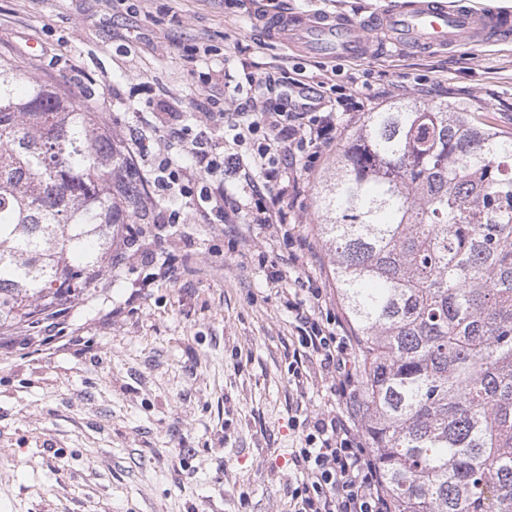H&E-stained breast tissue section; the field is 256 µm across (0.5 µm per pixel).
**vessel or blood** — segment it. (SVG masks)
Returning <instances> with one entry per match:
<instances>
[{
  "label": "vessel or blood",
  "mask_w": 512,
  "mask_h": 512,
  "mask_svg": "<svg viewBox=\"0 0 512 512\" xmlns=\"http://www.w3.org/2000/svg\"><path fill=\"white\" fill-rule=\"evenodd\" d=\"M262 24L272 40L338 59L370 56L380 44L427 51L512 38V10L478 9L468 0H398L365 20L343 13H267Z\"/></svg>",
  "instance_id": "obj_1"
}]
</instances>
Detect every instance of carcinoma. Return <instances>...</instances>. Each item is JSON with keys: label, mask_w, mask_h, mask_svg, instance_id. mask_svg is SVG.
<instances>
[{"label": "carcinoma", "mask_w": 512, "mask_h": 512, "mask_svg": "<svg viewBox=\"0 0 512 512\" xmlns=\"http://www.w3.org/2000/svg\"><path fill=\"white\" fill-rule=\"evenodd\" d=\"M314 187L392 512H512V137L397 100ZM145 196L102 113L0 54V330L95 287Z\"/></svg>", "instance_id": "obj_1"}]
</instances>
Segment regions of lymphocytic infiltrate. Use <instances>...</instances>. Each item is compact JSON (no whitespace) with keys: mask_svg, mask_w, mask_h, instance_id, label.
I'll list each match as a JSON object with an SVG mask.
<instances>
[{"mask_svg":"<svg viewBox=\"0 0 512 512\" xmlns=\"http://www.w3.org/2000/svg\"><path fill=\"white\" fill-rule=\"evenodd\" d=\"M248 84L261 90L237 114L242 133L261 134L252 164L236 153H224L209 129L191 132L182 113L162 105L154 113L157 129L178 142V153L164 154L143 173L153 185L155 199H192L210 223L229 224L244 217L250 224H287L290 198L298 184L290 169L298 157L316 162L336 141V115L318 112L313 86L301 78L247 75ZM243 180L250 192L240 201L225 196V176ZM302 325L301 354L290 363L294 377H301L305 361L313 359L323 372L352 378L357 345L353 337L336 333V318L317 320L297 311ZM344 414L324 415L306 421V434L292 451V463L301 478L290 490V512H390L378 467L360 435L358 398L354 390H341Z\"/></svg>","mask_w":512,"mask_h":512,"instance_id":"lymphocytic-infiltrate-1","label":"lymphocytic infiltrate"}]
</instances>
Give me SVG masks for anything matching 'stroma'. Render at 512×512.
Returning <instances> with one entry per match:
<instances>
[{"label": "stroma", "instance_id": "1", "mask_svg": "<svg viewBox=\"0 0 512 512\" xmlns=\"http://www.w3.org/2000/svg\"><path fill=\"white\" fill-rule=\"evenodd\" d=\"M394 0H267L272 11L361 18ZM248 0H0V53L35 64L74 96L101 101L112 131L143 127L148 99L196 124L223 84L279 67L352 93L340 130L401 98L462 96L512 136V41L359 60L303 55L270 41ZM210 54H193V47ZM292 230L210 224L192 208L158 231L143 225L121 273L71 298L35 330H0V512H288L298 420L343 412L331 380L288 363L300 331L287 307L296 275L326 290L314 318L342 316L330 256L313 231L314 173ZM305 245L302 271L290 260ZM174 268V279L158 275ZM281 271L282 281L271 278Z\"/></svg>", "mask_w": 512, "mask_h": 512}]
</instances>
